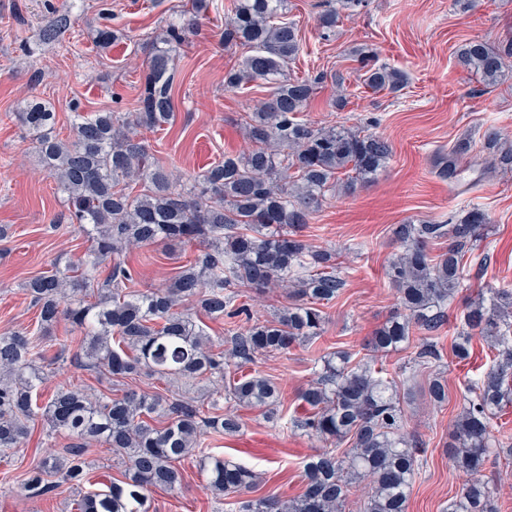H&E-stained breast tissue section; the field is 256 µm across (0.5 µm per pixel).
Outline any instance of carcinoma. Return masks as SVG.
Returning <instances> with one entry per match:
<instances>
[{
  "label": "carcinoma",
  "mask_w": 512,
  "mask_h": 512,
  "mask_svg": "<svg viewBox=\"0 0 512 512\" xmlns=\"http://www.w3.org/2000/svg\"><path fill=\"white\" fill-rule=\"evenodd\" d=\"M286 0H233L224 21V42L251 48L238 69L224 77L227 87L245 80L269 85L267 98L245 115L252 143L247 152L226 155L185 184L149 154L143 131L154 132L173 115L174 55L187 35L199 30L209 0H191L163 38L149 43L146 70L133 112L79 111L70 135L55 131V113L37 100L17 113L43 169L65 196L68 221L88 224L91 246L70 268L34 276L24 284L38 310L33 333H0V449L20 447L41 416L51 434L71 440L63 456L28 468L22 488L30 497L54 489L48 471L64 483L86 481L85 455L91 444L103 445L125 463L123 479L90 490L77 501V512H150V494L176 492L182 485L178 464L199 458L207 473L206 489L217 496L249 492L255 474L204 446L200 424L219 434L240 430L236 415L201 416L200 407L176 397L128 390L120 397L82 389L56 391L38 404L45 380L42 367L46 335L62 319L83 336L86 365L111 376L133 379L148 374L160 380L224 379L226 369L241 370L267 353H286L321 335L322 307L345 286L336 273L334 255L315 250L298 230L322 205L325 192L345 170L354 173L345 186L373 178L391 154L387 140L345 126L319 127L299 114L314 96L321 77L294 78L291 65L301 52L297 27L275 22ZM72 26L69 11L55 10L40 26L42 45L58 41ZM458 65L488 85L512 69V44L499 49L472 39L457 52ZM364 84L377 91L400 92L408 74L383 65H368ZM487 214L469 211L456 224H399L393 229L401 251L390 261L387 278L403 312L391 316L370 340L372 351L388 353L410 342L414 332L434 333L445 321L464 279L467 263L483 266L474 255L484 237ZM446 238L448 247L432 256L429 242ZM197 243L202 253L176 268L161 288L139 290L121 259L123 250L159 243ZM108 277L94 286L108 259ZM96 291H91V287ZM289 290L293 303L270 319L252 322V312L236 304L245 290ZM490 306L472 303L462 319L453 352L465 360L472 337L480 335L497 350L494 365L469 390L454 425L452 458L469 475L450 512H491L494 485L482 469L495 440L491 420L512 403V289L491 288ZM96 295L94 303L88 297ZM193 303L209 319L250 325L229 330L227 348L211 345L209 336L184 303ZM441 360L432 341H424L417 365L432 368ZM224 398L279 419V392L255 373L225 379ZM427 395L435 404L448 401L442 372L430 374ZM307 413L291 419L294 429L330 447L304 467L302 493L283 500L274 495L237 502L235 512H342L350 489L369 480L361 512H406L419 472L416 442L407 432L401 392L393 378L351 354L336 351L321 359L315 379L301 393ZM166 425L152 424L154 416ZM343 451H337L340 444Z\"/></svg>",
  "instance_id": "obj_1"
}]
</instances>
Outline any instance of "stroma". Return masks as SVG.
I'll list each match as a JSON object with an SVG mask.
<instances>
[{
  "instance_id": "1",
  "label": "stroma",
  "mask_w": 512,
  "mask_h": 512,
  "mask_svg": "<svg viewBox=\"0 0 512 512\" xmlns=\"http://www.w3.org/2000/svg\"><path fill=\"white\" fill-rule=\"evenodd\" d=\"M189 0H0V333L33 330L37 309L23 285L29 278L65 269L90 245L86 232L69 223L67 207L53 178L41 169L30 138L16 118L19 108L35 98L49 103L55 128L68 136L74 122L73 104L82 111L131 112L136 107L146 69L144 47L163 35L175 14ZM232 0H209L198 35L190 37L175 60L174 119L147 134L156 161L190 177L246 151L242 117L266 90L250 83L238 88L224 84V74L248 55L245 46L225 47L224 16ZM338 0H287L286 16L296 23L303 50L291 66L292 76L323 74L304 120L317 126L343 125L385 138L392 153L370 182L351 193L330 189L320 210L300 231L311 246L334 253L336 270L346 281L339 296L324 308L326 322L320 339L285 354L261 356L255 368L271 379L280 393L282 417L267 420L261 411L228 403L241 429L234 434L205 432L211 451L248 464L257 476L252 497L298 496L304 465L321 449L316 438L290 429L286 420L302 412L299 395L314 376L318 359L334 351L350 352L354 360H370L372 333L398 310L397 294L386 270L400 247L393 238L397 225L453 224L472 209L484 211L490 223L476 253L483 268H468L448 319L436 332L440 369L448 400L436 406L425 387L429 372L414 369L412 359L420 337L382 356L391 374L414 371L415 385L403 404L406 429L420 443L421 475L414 482L407 512H448V505L467 476L451 459L453 425L464 407L469 381L492 366L496 351L482 337L472 339L471 356L458 360L452 350L467 305L487 289L512 285V75L494 86L464 71L456 52L470 39L494 46L512 43V0H367L365 7L341 11L336 30L323 35L317 18L337 7ZM69 10L72 28L49 48L27 55L48 13ZM118 30L108 48L97 47L101 24ZM376 64L405 71L406 88L396 94L372 91L363 83L361 53ZM343 74L344 108H335V74ZM500 134L496 148H486L487 128ZM469 140L468 153L455 167L437 173L439 153ZM195 245H153L127 252L128 267L139 288H155L174 268L193 261ZM77 333L67 323L55 326L46 339L42 362L52 393L60 386L117 394L127 388L148 393H178L184 400L200 399L206 384L159 381L143 375L114 380L75 362ZM501 442L486 462L483 475L496 485L493 512H512V404L494 421ZM67 445L49 435L43 420H35L20 451L0 461V512H76L79 488L63 484L47 495L31 498L21 483L32 460L57 455ZM183 488L171 494L153 492L151 512H229L225 498L205 488L206 476L197 458L180 465Z\"/></svg>"
}]
</instances>
